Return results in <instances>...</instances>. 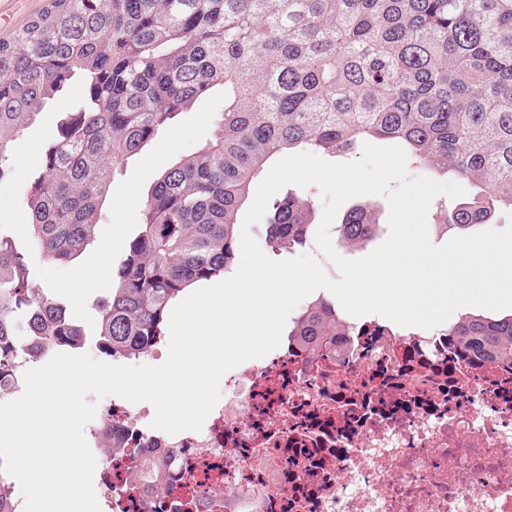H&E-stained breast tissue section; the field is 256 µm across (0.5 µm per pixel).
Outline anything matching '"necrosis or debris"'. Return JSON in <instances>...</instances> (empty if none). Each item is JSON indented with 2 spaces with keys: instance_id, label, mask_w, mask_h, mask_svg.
I'll return each instance as SVG.
<instances>
[{
  "instance_id": "obj_1",
  "label": "necrosis or debris",
  "mask_w": 512,
  "mask_h": 512,
  "mask_svg": "<svg viewBox=\"0 0 512 512\" xmlns=\"http://www.w3.org/2000/svg\"><path fill=\"white\" fill-rule=\"evenodd\" d=\"M342 342L311 356L282 336L225 374L197 431L149 434V407L103 404L87 442L104 512H512V365L375 320Z\"/></svg>"
}]
</instances>
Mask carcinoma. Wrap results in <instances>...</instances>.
Instances as JSON below:
<instances>
[{"mask_svg":"<svg viewBox=\"0 0 512 512\" xmlns=\"http://www.w3.org/2000/svg\"><path fill=\"white\" fill-rule=\"evenodd\" d=\"M75 78L79 106L26 202L29 254L64 265L93 242L112 174L198 99L224 92L213 138L143 200L141 231L98 305L95 347L115 360L164 337L188 288L231 273L251 183L281 154L399 144L412 162L474 185L434 219L441 238L512 206V0H49L0 40V178L12 144ZM312 214L291 192L274 201L269 245L304 246ZM377 229L368 203L339 225L356 248ZM31 277L28 254L0 232V381L27 355L15 322L49 353L86 341L61 303L30 290ZM348 327L322 298L293 321L312 352ZM447 331L471 359L512 364V315L466 312Z\"/></svg>","mask_w":512,"mask_h":512,"instance_id":"carcinoma-1","label":"carcinoma"}]
</instances>
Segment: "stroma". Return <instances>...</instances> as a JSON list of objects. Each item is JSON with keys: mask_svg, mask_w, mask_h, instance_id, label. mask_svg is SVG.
Here are the masks:
<instances>
[{"mask_svg": "<svg viewBox=\"0 0 512 512\" xmlns=\"http://www.w3.org/2000/svg\"><path fill=\"white\" fill-rule=\"evenodd\" d=\"M74 105L75 93L71 90L47 105L16 142L11 172L0 179V231L13 237L17 246H25L27 242L26 200L42 172L44 149L55 139L61 122ZM223 108V91L199 99L190 111L176 118L172 128L162 131L114 173L112 194L104 206L103 222L98 226L95 243L88 248L77 266L34 258V287L47 289L66 306L88 335L96 333L97 303L108 298L112 288L111 279H98L92 265L99 246L111 243L112 262L120 264L131 240L140 231V203L149 188L169 165L201 150L211 140L214 119ZM76 268L83 269L87 279L85 286L77 293L68 286L70 275Z\"/></svg>", "mask_w": 512, "mask_h": 512, "instance_id": "1", "label": "stroma"}]
</instances>
